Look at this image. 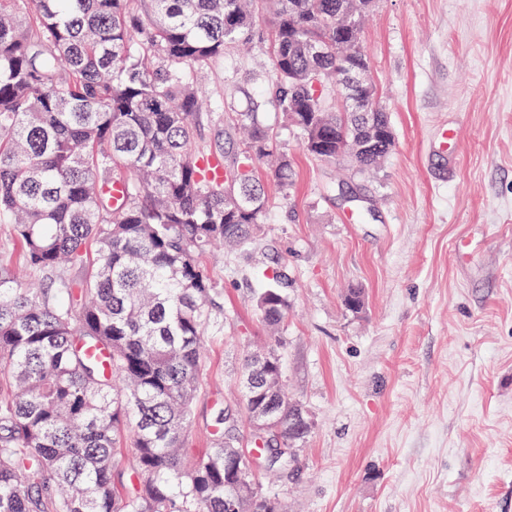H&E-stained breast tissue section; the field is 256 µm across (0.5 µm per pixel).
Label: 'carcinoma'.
Returning <instances> with one entry per match:
<instances>
[{"label": "carcinoma", "instance_id": "carcinoma-1", "mask_svg": "<svg viewBox=\"0 0 512 512\" xmlns=\"http://www.w3.org/2000/svg\"><path fill=\"white\" fill-rule=\"evenodd\" d=\"M374 2L0 0V224L39 281L23 286L0 266V512H227L230 499L236 512H278L226 414L211 447L186 443L217 294L201 258L262 231L268 196L252 162H270L284 189L292 181L251 112L236 117L245 152L226 155L221 105L198 74L224 48L255 43L266 20L275 98L302 147L369 173L395 144L377 86L352 89L374 105L372 125L325 91L338 66L369 71L351 43ZM205 121L216 126L209 147L196 142ZM207 158L222 179L206 178ZM256 306L279 327L284 283ZM278 343L243 363L241 402L249 417L268 410L265 434L292 448L310 427L284 391ZM125 432L128 496L112 480Z\"/></svg>", "mask_w": 512, "mask_h": 512}]
</instances>
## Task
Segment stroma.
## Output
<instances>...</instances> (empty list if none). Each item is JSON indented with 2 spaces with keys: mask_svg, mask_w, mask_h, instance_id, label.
I'll use <instances>...</instances> for the list:
<instances>
[{
  "mask_svg": "<svg viewBox=\"0 0 512 512\" xmlns=\"http://www.w3.org/2000/svg\"><path fill=\"white\" fill-rule=\"evenodd\" d=\"M362 50L396 134L365 177L302 150L268 43L208 72L225 125L256 113L293 181L268 183L248 250L202 258L218 296L188 446L225 409L253 448L240 369L269 342L256 298L281 275L279 351L311 429L280 478L254 474L284 512H512V0H377Z\"/></svg>",
  "mask_w": 512,
  "mask_h": 512,
  "instance_id": "1",
  "label": "stroma"
}]
</instances>
